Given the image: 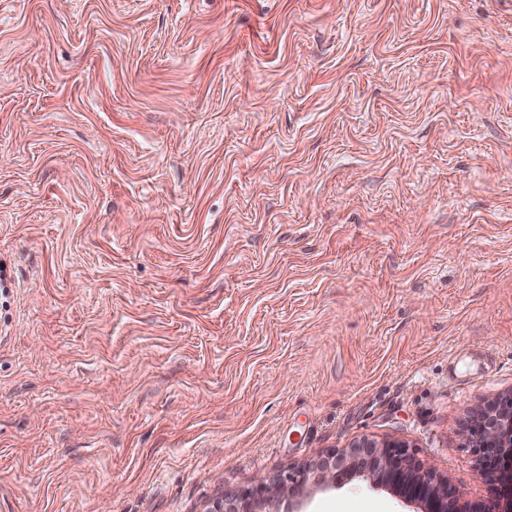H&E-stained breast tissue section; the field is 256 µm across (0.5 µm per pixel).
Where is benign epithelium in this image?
I'll use <instances>...</instances> for the list:
<instances>
[{
	"mask_svg": "<svg viewBox=\"0 0 512 512\" xmlns=\"http://www.w3.org/2000/svg\"><path fill=\"white\" fill-rule=\"evenodd\" d=\"M473 420L476 451L482 461L481 475L491 482L500 466L512 468V403H489L476 411ZM313 468L324 483L355 470L368 474L377 485L398 491L408 501L422 504L424 512H463L458 491L432 470L418 467L404 445H379L366 440L347 450L333 451L315 465L294 466L274 474L259 473L253 490L243 495H224L212 503L208 512H255V498L265 492L270 494V503L281 495L299 494ZM476 512H512V488L504 496L491 490Z\"/></svg>",
	"mask_w": 512,
	"mask_h": 512,
	"instance_id": "1",
	"label": "benign epithelium"
}]
</instances>
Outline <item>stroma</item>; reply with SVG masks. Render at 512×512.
Segmentation results:
<instances>
[{"label": "stroma", "mask_w": 512, "mask_h": 512, "mask_svg": "<svg viewBox=\"0 0 512 512\" xmlns=\"http://www.w3.org/2000/svg\"><path fill=\"white\" fill-rule=\"evenodd\" d=\"M0 270V512H205L363 439L484 501L512 0H0Z\"/></svg>", "instance_id": "obj_1"}]
</instances>
